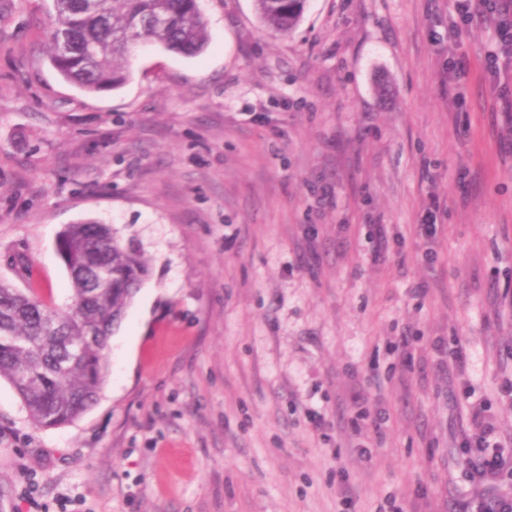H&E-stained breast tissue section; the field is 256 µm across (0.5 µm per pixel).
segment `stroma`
<instances>
[{
    "mask_svg": "<svg viewBox=\"0 0 512 512\" xmlns=\"http://www.w3.org/2000/svg\"><path fill=\"white\" fill-rule=\"evenodd\" d=\"M12 3L0 279L66 307L57 237L89 219L149 274L73 423L37 428L0 380V512H454L461 387L512 440V120L486 27L451 33L453 0H307L278 36L254 0H199L200 55L142 47L87 93L46 56L53 0ZM407 329L403 371L383 347Z\"/></svg>",
    "mask_w": 512,
    "mask_h": 512,
    "instance_id": "obj_1",
    "label": "stroma"
}]
</instances>
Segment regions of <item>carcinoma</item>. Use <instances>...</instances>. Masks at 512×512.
I'll list each match as a JSON object with an SVG mask.
<instances>
[{
	"instance_id": "cac0c4a2",
	"label": "carcinoma",
	"mask_w": 512,
	"mask_h": 512,
	"mask_svg": "<svg viewBox=\"0 0 512 512\" xmlns=\"http://www.w3.org/2000/svg\"><path fill=\"white\" fill-rule=\"evenodd\" d=\"M305 2L255 0V6L265 27L288 35ZM54 10L50 62L88 93L122 86L130 57L143 45L182 56L207 45L198 0H54ZM58 250L72 280L66 308L0 280V379L39 428L69 424L94 404L108 374L110 338L147 275L140 253L107 224L68 225Z\"/></svg>"
}]
</instances>
